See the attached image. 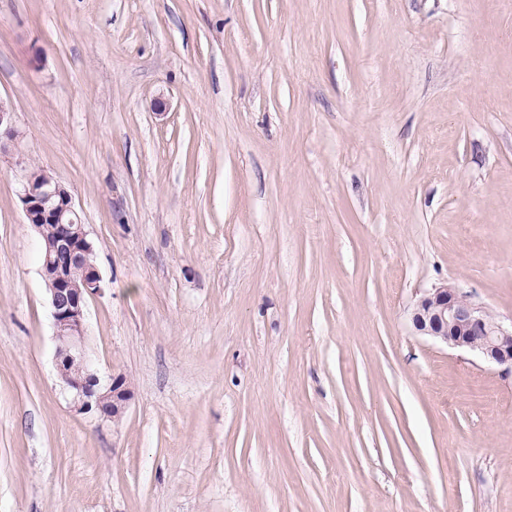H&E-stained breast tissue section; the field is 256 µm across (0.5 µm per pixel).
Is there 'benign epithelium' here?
Listing matches in <instances>:
<instances>
[{"label": "benign epithelium", "instance_id": "7a95c632", "mask_svg": "<svg viewBox=\"0 0 512 512\" xmlns=\"http://www.w3.org/2000/svg\"><path fill=\"white\" fill-rule=\"evenodd\" d=\"M18 136L14 112L0 100V156ZM18 197L25 223L38 234H43L46 224L56 226L55 237L43 245L41 274L53 320L54 365L62 388L76 412H93L100 420L116 424L133 392L122 373L100 376L87 351V297L103 288L93 242L70 191L49 172L27 174ZM77 269L82 271L79 279L73 276ZM412 323L423 336L473 353L489 364L512 368V324L492 317L486 307L453 284L424 293L415 305Z\"/></svg>", "mask_w": 512, "mask_h": 512}]
</instances>
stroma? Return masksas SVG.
<instances>
[{"label":"stroma","instance_id":"1","mask_svg":"<svg viewBox=\"0 0 512 512\" xmlns=\"http://www.w3.org/2000/svg\"><path fill=\"white\" fill-rule=\"evenodd\" d=\"M0 100V512H512V370L411 321H512V0H0ZM34 166L117 424L56 376ZM19 132L14 123V112L0 100V156L9 151L10 144L17 139ZM18 197L25 224L40 236L48 224L44 228L47 238L56 230L55 237L46 238L43 244L41 274L53 320L54 365L62 388L76 412H94L100 420L116 424L123 418L133 392L122 373L101 377L92 368L87 351V297L103 288L93 242L70 191L45 169L38 175L28 172ZM79 269L80 280L73 276L75 271L80 277ZM412 323L423 336L512 369V321L505 325L492 317L453 284L424 293L415 305Z\"/></svg>","mask_w":512,"mask_h":512}]
</instances>
